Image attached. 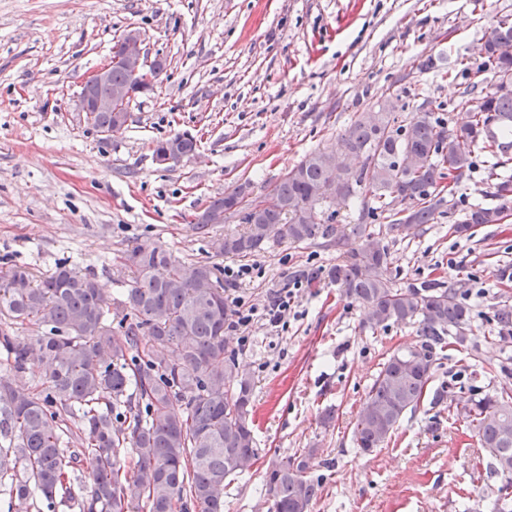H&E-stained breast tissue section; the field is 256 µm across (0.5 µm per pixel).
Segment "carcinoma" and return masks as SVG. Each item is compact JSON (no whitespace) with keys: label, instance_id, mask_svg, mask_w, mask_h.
<instances>
[{"label":"carcinoma","instance_id":"1","mask_svg":"<svg viewBox=\"0 0 512 512\" xmlns=\"http://www.w3.org/2000/svg\"><path fill=\"white\" fill-rule=\"evenodd\" d=\"M165 64L154 60L139 76L112 48V86L141 77L159 79ZM467 78V90L493 82L479 102L459 104L464 118L452 125L421 104L404 119L400 96L358 112L336 152L314 151L269 190L277 204L258 209L241 184L209 201L196 229L219 255L251 256L274 238L292 244L323 240L342 252L328 271L306 267L295 277L307 285L327 277L367 309L372 328L390 322L417 326L421 342L391 355L379 370L353 427L363 452L388 443L402 418L420 405L431 377L434 351L446 338L462 345L470 309L458 289L436 283L396 288L389 278L390 253L368 226L383 219L388 231H416L432 224L454 199L475 166L480 149L494 160L512 147V18L502 17L474 59L462 58L444 72ZM128 113L88 112L96 131L112 132ZM178 146L186 153L198 140L176 133L156 142L153 153ZM332 186L331 200L321 188ZM493 196L500 204L473 206L455 232L472 224H499L508 217L512 176L502 175ZM361 199L359 223L350 231L329 224L324 206ZM237 218L244 228L211 235L214 226ZM133 277L121 297L109 301L95 277L65 263L39 283L22 266L0 275V315L20 328H48L26 343L0 335L17 371L30 360L46 362L44 388L0 384V434L16 442L0 448V480H9L4 512L40 494L48 508L56 496L79 512H224V483L243 473L257 455L251 411L253 382L227 351L224 331L234 311L224 296L220 269L187 264L158 244H141L126 255ZM170 349L176 360L165 359ZM459 415L494 460L495 472L512 476V394L503 387L459 402ZM80 421L78 431L67 421ZM125 421L127 428L117 426ZM76 443L70 450L64 443ZM132 449L136 467L125 466ZM316 449L286 457L265 473L274 512H310L323 492L309 471ZM94 462L89 494L74 500L80 456Z\"/></svg>","mask_w":512,"mask_h":512}]
</instances>
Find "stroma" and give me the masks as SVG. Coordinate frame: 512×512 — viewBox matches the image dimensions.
Segmentation results:
<instances>
[{
    "mask_svg": "<svg viewBox=\"0 0 512 512\" xmlns=\"http://www.w3.org/2000/svg\"><path fill=\"white\" fill-rule=\"evenodd\" d=\"M474 2L0 0V270L18 265L40 277L65 261L114 299L131 277L123 253L156 243L188 263L251 266L243 283L224 286L245 307L263 310L281 288L295 294L280 327L255 322L245 344L225 334L254 381L257 456L226 485L224 512H272L267 469L308 448L324 486L312 512H491L506 484L450 405L512 389V339L493 318L512 305V216L452 230L471 204H494L489 164L476 162L426 230L384 235L395 286H459L471 323L465 344L439 350L416 411L367 454L354 444V423L387 359L419 344L414 327L370 328L366 309L336 284L294 279L300 268L334 265L335 249L274 240L242 261L216 255L195 229L212 198L245 184L263 200L304 155L338 150L355 114L387 92L456 120L464 82L417 66L477 52L512 15V0H482L479 13ZM131 29L166 73L105 137L76 100ZM185 131L200 141L196 155L156 164L155 142ZM328 408L335 419L326 427Z\"/></svg>",
    "mask_w": 512,
    "mask_h": 512,
    "instance_id": "obj_1",
    "label": "stroma"
}]
</instances>
